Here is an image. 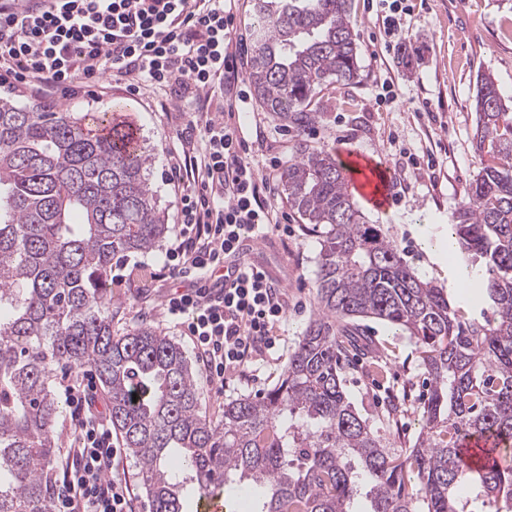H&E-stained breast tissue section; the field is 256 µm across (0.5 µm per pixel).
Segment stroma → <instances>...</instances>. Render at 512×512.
Returning <instances> with one entry per match:
<instances>
[{"label": "stroma", "instance_id": "obj_1", "mask_svg": "<svg viewBox=\"0 0 512 512\" xmlns=\"http://www.w3.org/2000/svg\"><path fill=\"white\" fill-rule=\"evenodd\" d=\"M352 17L358 34L355 81L323 85L311 103L318 119L302 129L283 127L257 102H249L243 117L245 138L255 153H277L285 161L303 141L336 154L358 153L389 163L394 152L389 139L398 137L400 146L417 154L418 164L395 171L391 190L397 200L385 212L363 197L355 202L372 223L383 225L419 277L444 288L451 306L465 318L479 317L480 306L468 289L458 285L456 265L435 246L447 239L448 226L481 167L473 143L478 74L492 75L503 101L512 106V0H416L405 20L404 45L388 52L380 39L383 25L365 12L363 0H354ZM386 82L393 84L398 99L381 106L376 96ZM116 101L126 107L142 147L153 158L149 182L168 215V231L159 247L129 255L126 268L113 278L112 329L122 334L146 324L179 342L192 366L200 410L218 423L228 399L261 396L281 381L288 355L316 310L318 235L289 211L285 197H278L277 205L287 212L294 232L287 238L263 237L256 257L285 293L288 320L280 328L284 348L279 357L256 361L227 376L223 393H216L201 353L182 327L163 313L165 294L181 282L159 274L178 233L179 195L168 170L179 147L177 134L192 120V110L185 104L172 106L169 95L162 92L132 94L124 82L109 77L81 85L51 108L105 112ZM426 106L433 117L422 116ZM431 158L438 163L432 179L426 170ZM360 333L368 350L351 353L345 361V390L360 415L397 450L421 429L419 406L428 388L425 374L409 336L373 319L361 321Z\"/></svg>", "mask_w": 512, "mask_h": 512}]
</instances>
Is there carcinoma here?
I'll use <instances>...</instances> for the list:
<instances>
[{
    "label": "carcinoma",
    "instance_id": "1",
    "mask_svg": "<svg viewBox=\"0 0 512 512\" xmlns=\"http://www.w3.org/2000/svg\"><path fill=\"white\" fill-rule=\"evenodd\" d=\"M351 11L352 0H258L248 79L274 119L311 124L317 90L356 77ZM475 111L473 140L491 160L450 229L471 271L464 286L492 315L461 320L356 206L341 162L300 142L281 183L305 223L327 228L316 312L281 382L225 403L215 424L178 342L147 325L112 333L114 256L148 252L167 231L150 154L126 149L122 129L100 133L105 113L0 97V512H52L59 364L94 369L150 512H189L215 480L229 501L247 486L257 512H353L363 489L370 512H512V113L489 74ZM364 318L407 333L429 380L421 432L397 453L344 389L340 361L360 349L351 330ZM471 439L501 462L466 459Z\"/></svg>",
    "mask_w": 512,
    "mask_h": 512
}]
</instances>
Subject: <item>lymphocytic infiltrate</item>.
<instances>
[{
  "label": "lymphocytic infiltrate",
  "mask_w": 512,
  "mask_h": 512,
  "mask_svg": "<svg viewBox=\"0 0 512 512\" xmlns=\"http://www.w3.org/2000/svg\"><path fill=\"white\" fill-rule=\"evenodd\" d=\"M9 2L11 14L0 16V85L14 81L47 99L111 76L136 92L175 88L194 96L203 118L181 133L170 169L181 187L179 243L163 265L189 287L170 293L164 310L186 327L212 385L223 390L225 376L280 351L276 329L288 312L282 290L256 266L238 269L218 304L191 289L199 276H220L225 255L245 240L290 233L272 202L278 157L258 162L232 112L210 110L218 96L249 100L235 0H58L52 12L34 0ZM93 390V381L81 379L64 388L77 445L55 482L54 512H131L124 451Z\"/></svg>",
  "instance_id": "f902f5d3"
}]
</instances>
